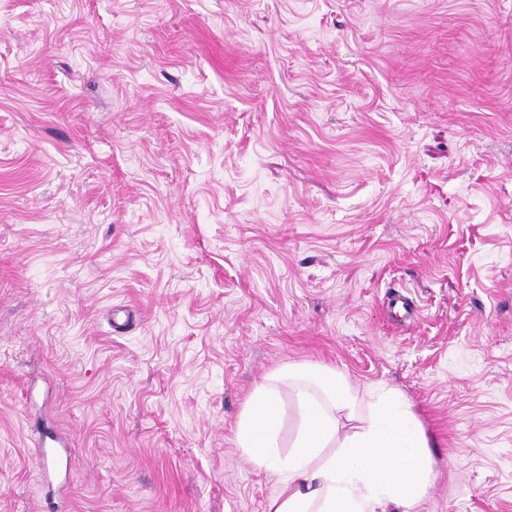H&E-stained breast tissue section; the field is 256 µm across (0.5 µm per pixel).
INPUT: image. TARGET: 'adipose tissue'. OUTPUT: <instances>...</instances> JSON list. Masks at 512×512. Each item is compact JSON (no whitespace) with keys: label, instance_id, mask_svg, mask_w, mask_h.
<instances>
[{"label":"adipose tissue","instance_id":"adipose-tissue-1","mask_svg":"<svg viewBox=\"0 0 512 512\" xmlns=\"http://www.w3.org/2000/svg\"><path fill=\"white\" fill-rule=\"evenodd\" d=\"M298 429L279 452V393L263 382L249 397L236 437L257 465L280 477L268 512H417L432 479L431 442L400 391L359 390L336 369L288 367Z\"/></svg>","mask_w":512,"mask_h":512}]
</instances>
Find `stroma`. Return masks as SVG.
<instances>
[{
	"mask_svg": "<svg viewBox=\"0 0 512 512\" xmlns=\"http://www.w3.org/2000/svg\"><path fill=\"white\" fill-rule=\"evenodd\" d=\"M301 363L512 512V0H0V512H267ZM35 454L39 459L38 465L41 467L42 462L52 459L55 462L57 470H64L67 474L73 466L74 457L71 451L65 450L64 454L59 453L54 447L47 445L41 433H38L35 439Z\"/></svg>",
	"mask_w": 512,
	"mask_h": 512,
	"instance_id": "obj_1",
	"label": "stroma"
}]
</instances>
